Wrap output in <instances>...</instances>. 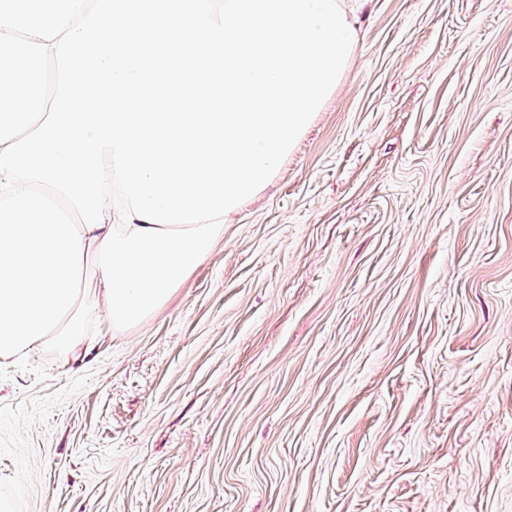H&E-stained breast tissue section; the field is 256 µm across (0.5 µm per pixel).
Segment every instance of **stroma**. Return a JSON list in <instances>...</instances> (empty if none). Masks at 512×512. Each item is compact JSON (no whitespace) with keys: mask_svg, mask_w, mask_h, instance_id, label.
<instances>
[{"mask_svg":"<svg viewBox=\"0 0 512 512\" xmlns=\"http://www.w3.org/2000/svg\"><path fill=\"white\" fill-rule=\"evenodd\" d=\"M272 179L88 359L0 358L11 512H512V0H344Z\"/></svg>","mask_w":512,"mask_h":512,"instance_id":"obj_1","label":"stroma"}]
</instances>
